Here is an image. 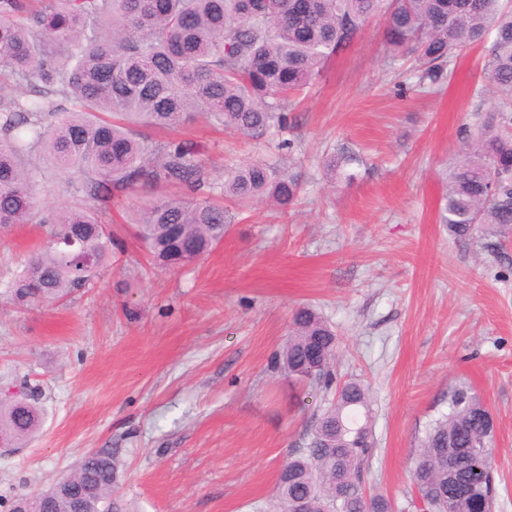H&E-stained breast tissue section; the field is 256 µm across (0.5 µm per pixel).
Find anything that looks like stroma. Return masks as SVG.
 <instances>
[{"instance_id":"1","label":"stroma","mask_w":512,"mask_h":512,"mask_svg":"<svg viewBox=\"0 0 512 512\" xmlns=\"http://www.w3.org/2000/svg\"><path fill=\"white\" fill-rule=\"evenodd\" d=\"M488 49L451 58L437 88L376 19L298 98L288 131L194 125L213 178L267 161L302 184L285 208L225 198L224 240L194 264L154 265L131 199L115 197L100 216L120 247L96 286L20 308L7 285L46 229L0 228V389L40 385L44 409L35 438L0 454V498L110 448L131 512H272L280 467L333 397L274 364L309 306L336 331L337 382L373 398L366 492L407 505L418 439L465 381L495 422L493 512H512V242H463L441 221L446 171L500 102ZM345 149L356 162L328 173Z\"/></svg>"}]
</instances>
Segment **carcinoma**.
Instances as JSON below:
<instances>
[{"label":"carcinoma","instance_id":"obj_1","mask_svg":"<svg viewBox=\"0 0 512 512\" xmlns=\"http://www.w3.org/2000/svg\"><path fill=\"white\" fill-rule=\"evenodd\" d=\"M378 17L387 43L416 53L432 84L456 52L494 34L487 78L503 104L448 171L442 220L461 241L476 230L511 237L512 9L502 0H0V226L49 227L11 284L15 301L59 302L101 277L112 234L99 201L135 197L130 223L167 266L193 263L224 240L227 196L293 204L300 183L278 166L251 163L218 183L192 140L155 135L200 116L252 139L288 128L290 98ZM36 150L66 175L71 204L40 205L27 164ZM336 348L332 327L302 307L278 365L327 385ZM24 400L0 398V430L15 447L41 426L40 402L31 419ZM493 441L483 399L466 382L452 387L448 411L420 441L414 498L427 512H486L496 495ZM373 444L368 390L346 382L281 467L279 512L296 500L307 512H394L388 496L362 484ZM74 473L89 485L87 512H129L115 496L111 449L83 454Z\"/></svg>","mask_w":512,"mask_h":512}]
</instances>
